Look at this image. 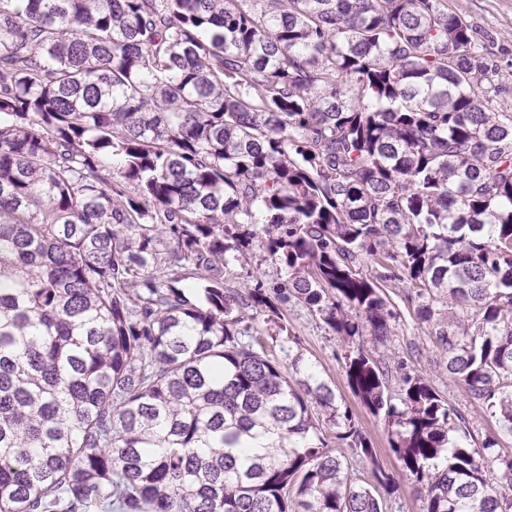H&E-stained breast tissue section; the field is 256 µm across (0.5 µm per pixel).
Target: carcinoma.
<instances>
[{"label":"carcinoma","mask_w":512,"mask_h":512,"mask_svg":"<svg viewBox=\"0 0 512 512\" xmlns=\"http://www.w3.org/2000/svg\"><path fill=\"white\" fill-rule=\"evenodd\" d=\"M511 82L447 0H0V512H383L283 321L384 345L390 288L497 431L351 392L424 512H512Z\"/></svg>","instance_id":"obj_1"}]
</instances>
